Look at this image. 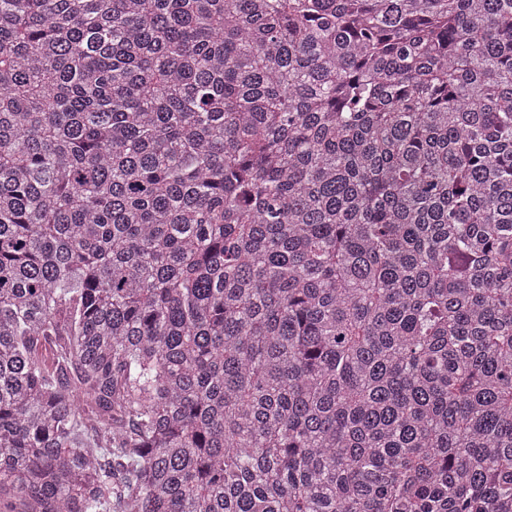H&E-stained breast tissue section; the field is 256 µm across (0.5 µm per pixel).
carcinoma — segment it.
<instances>
[{
    "instance_id": "obj_1",
    "label": "carcinoma",
    "mask_w": 512,
    "mask_h": 512,
    "mask_svg": "<svg viewBox=\"0 0 512 512\" xmlns=\"http://www.w3.org/2000/svg\"><path fill=\"white\" fill-rule=\"evenodd\" d=\"M0 512H512V0H0Z\"/></svg>"
}]
</instances>
